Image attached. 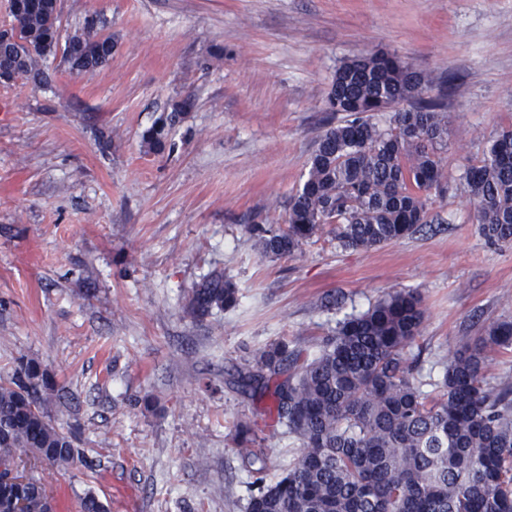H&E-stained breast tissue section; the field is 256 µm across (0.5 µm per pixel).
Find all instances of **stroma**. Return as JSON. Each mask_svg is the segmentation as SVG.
<instances>
[{"label": "stroma", "mask_w": 512, "mask_h": 512, "mask_svg": "<svg viewBox=\"0 0 512 512\" xmlns=\"http://www.w3.org/2000/svg\"><path fill=\"white\" fill-rule=\"evenodd\" d=\"M60 36L87 20L107 65L47 84L0 83V380L37 359L96 470L36 474L57 508L94 491L108 512H246L237 445L251 427L278 477L301 454L268 399L232 374L272 343L316 354L344 316L396 288L426 310L424 367L512 320V248L487 243L464 194L439 220L369 250L323 228L293 257L261 256L248 224L283 223L331 114L340 62L398 54L448 101L456 172L512 125V0H59ZM455 76L453 86L443 83ZM191 108L164 149L143 136ZM221 274L234 308L184 318L191 288ZM191 107L189 100H184L177 104L170 116L161 118L159 122L149 129L144 135V142L149 150H161L165 146L166 127L168 122H175L176 118L186 109Z\"/></svg>", "instance_id": "obj_1"}]
</instances>
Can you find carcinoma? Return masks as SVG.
Returning a JSON list of instances; mask_svg holds the SVG:
<instances>
[{
  "instance_id": "cac0c4a2",
  "label": "carcinoma",
  "mask_w": 512,
  "mask_h": 512,
  "mask_svg": "<svg viewBox=\"0 0 512 512\" xmlns=\"http://www.w3.org/2000/svg\"><path fill=\"white\" fill-rule=\"evenodd\" d=\"M18 18L19 41L0 38V72L44 84L43 61L61 54L78 73L105 66L112 37L86 24L60 43L55 0ZM429 81L394 54L375 52L341 62L327 96L343 118L317 141L303 182L288 198L287 227L248 226L265 256L293 257L324 224L336 225L345 249L369 250L404 238L429 221L430 205L464 193L475 205L482 236L512 245V128L489 141L482 157L454 177L441 152L448 142V105L426 95ZM412 101L410 108L397 105ZM176 105L144 135L165 146L166 127L186 109ZM238 289L222 275L188 295L183 314L202 322L232 308ZM425 309L419 291L394 289L366 311L349 314L311 358L280 342L239 373L242 389L266 393L270 413L301 442L297 463L267 481L264 450L245 449L251 474L247 512H512V376L484 377L492 354L512 350V320L448 356L442 380L424 379L414 352ZM54 389L41 364L16 360L0 382V456L19 453L67 472L80 463L75 435L47 410ZM47 512L50 488L0 473V512ZM80 512H107L92 491Z\"/></svg>"
}]
</instances>
